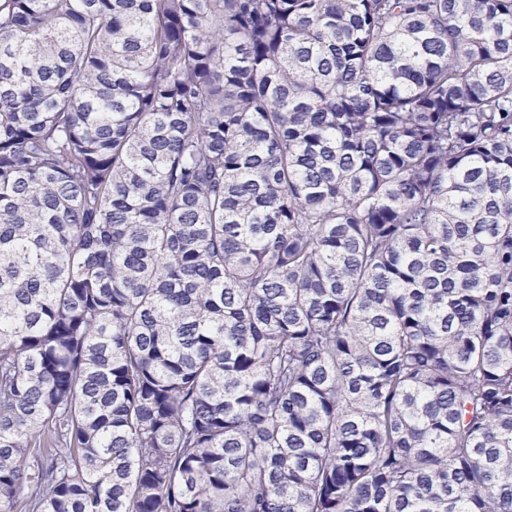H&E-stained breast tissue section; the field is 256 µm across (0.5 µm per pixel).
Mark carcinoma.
Here are the masks:
<instances>
[{
	"instance_id": "obj_1",
	"label": "carcinoma",
	"mask_w": 512,
	"mask_h": 512,
	"mask_svg": "<svg viewBox=\"0 0 512 512\" xmlns=\"http://www.w3.org/2000/svg\"><path fill=\"white\" fill-rule=\"evenodd\" d=\"M0 512H512V0H0Z\"/></svg>"
}]
</instances>
